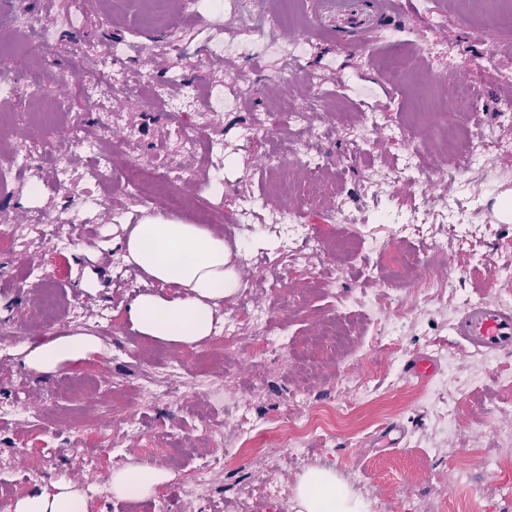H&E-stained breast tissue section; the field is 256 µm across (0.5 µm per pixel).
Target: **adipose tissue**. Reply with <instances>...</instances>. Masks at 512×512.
<instances>
[{"instance_id":"ef3b65f1","label":"adipose tissue","mask_w":512,"mask_h":512,"mask_svg":"<svg viewBox=\"0 0 512 512\" xmlns=\"http://www.w3.org/2000/svg\"><path fill=\"white\" fill-rule=\"evenodd\" d=\"M127 263L149 275L160 289L134 298L127 320L138 334L167 343L191 345L209 338L220 302L240 286L235 254L223 236L196 224L162 216L145 218L124 243ZM101 342L89 331H75L24 347L27 368L45 375L99 352ZM166 470L142 463L109 476L112 494L128 502L142 501L169 482ZM86 495L59 478L17 499L13 512H86ZM297 512H357L349 490L328 469L306 474L297 487Z\"/></svg>"}]
</instances>
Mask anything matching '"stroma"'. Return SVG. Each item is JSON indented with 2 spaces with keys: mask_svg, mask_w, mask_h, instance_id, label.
Masks as SVG:
<instances>
[{
  "mask_svg": "<svg viewBox=\"0 0 512 512\" xmlns=\"http://www.w3.org/2000/svg\"><path fill=\"white\" fill-rule=\"evenodd\" d=\"M143 0H13L0 16V212L22 226L0 235V501L66 477L88 494L89 512H246L251 491L277 485L294 501L305 474L335 472L361 512L377 497L385 512H512L500 479L480 464L456 486L454 463L479 448L512 458V353L487 357L463 344L453 327L470 304L495 303V271L512 254V223L492 224L488 210L512 196V129L496 105L512 83L494 67H512V33L484 28L447 0H409L365 48L350 51L332 20L295 0H197L194 14L169 8L142 21ZM55 43L52 66L20 49L24 17ZM226 45L240 57L233 72L209 62ZM125 80L103 105L90 107L72 74ZM162 85L166 99L145 103ZM250 88L249 97L235 94ZM470 87L474 110H456L452 93ZM192 93V112L167 102ZM308 106L306 125L291 108ZM80 125L102 147L75 144ZM196 129L194 151L179 127ZM304 143L324 169L313 179L294 164ZM481 150L467 167L472 150ZM111 158L115 168L149 164L156 175L186 170L174 187L185 200L176 218L210 215L211 231L232 229L246 249L241 286L224 316L255 313L256 331L288 345L261 366L246 346L225 348L205 371L168 360L173 347L131 330L125 310L134 280L122 241L134 224L161 215L142 206L120 178L98 189L88 171ZM456 165L455 181L418 183L406 166ZM79 221L65 223L68 208ZM319 236L324 251L303 237ZM473 237L459 251L458 236ZM70 302L59 320L31 314L43 286ZM99 334L101 350L53 375L23 363L21 346L75 330ZM416 355L433 356L439 373L420 383L407 374ZM166 374L168 394L144 390L147 372ZM85 381L73 392L71 377ZM120 381L137 420L89 431L100 401ZM308 418L344 409L334 429L311 433L301 449L260 441L239 447L242 412L254 424L281 414L292 393ZM452 409L447 423L444 409ZM400 430L387 440L391 424ZM165 448L172 479L149 499L119 503L108 479ZM95 467H87L86 457ZM215 459L208 484L192 472Z\"/></svg>",
  "mask_w": 512,
  "mask_h": 512,
  "instance_id": "obj_1",
  "label": "stroma"
}]
</instances>
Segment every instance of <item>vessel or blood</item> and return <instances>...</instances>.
Returning <instances> with one entry per match:
<instances>
[{"label": "vessel or blood", "mask_w": 512, "mask_h": 512, "mask_svg": "<svg viewBox=\"0 0 512 512\" xmlns=\"http://www.w3.org/2000/svg\"><path fill=\"white\" fill-rule=\"evenodd\" d=\"M399 0H315L314 8L341 20L339 40L347 47L364 46L380 21L393 14ZM456 336L474 350L495 354L512 349V309L485 303L470 304L454 325Z\"/></svg>", "instance_id": "b4317fda"}]
</instances>
